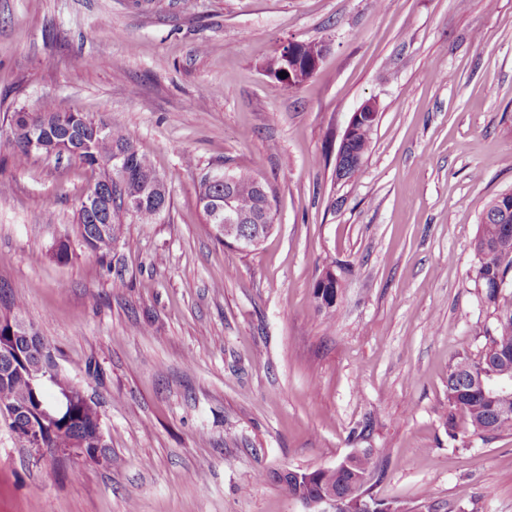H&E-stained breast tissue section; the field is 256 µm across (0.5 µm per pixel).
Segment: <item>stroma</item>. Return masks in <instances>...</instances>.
<instances>
[{"label": "stroma", "mask_w": 512, "mask_h": 512, "mask_svg": "<svg viewBox=\"0 0 512 512\" xmlns=\"http://www.w3.org/2000/svg\"><path fill=\"white\" fill-rule=\"evenodd\" d=\"M290 41L326 47L296 89L265 71ZM46 97L121 129L167 184L107 256L78 224L96 171L13 163L11 118ZM369 100L363 166L337 179ZM221 163L269 191L256 250L197 203ZM0 182V317L94 397L111 456L36 460L0 415V512H305L274 473L359 448L413 512H512V431L446 424L449 364L496 325L473 244L512 191V0H0ZM378 107L375 102L367 101L353 113L344 131L341 144H346L359 127L371 124L374 130L378 120ZM329 270L323 272L314 285L313 295L319 308L332 309L336 303L338 287L333 282L324 283V276Z\"/></svg>", "instance_id": "stroma-1"}]
</instances>
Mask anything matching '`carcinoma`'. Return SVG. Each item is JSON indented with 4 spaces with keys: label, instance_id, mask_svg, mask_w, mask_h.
Wrapping results in <instances>:
<instances>
[{
    "label": "carcinoma",
    "instance_id": "carcinoma-1",
    "mask_svg": "<svg viewBox=\"0 0 512 512\" xmlns=\"http://www.w3.org/2000/svg\"><path fill=\"white\" fill-rule=\"evenodd\" d=\"M314 44L308 43L298 50L299 67L277 82L288 89L301 86L316 71L311 59ZM13 134L16 150L13 157L20 166L31 157L32 141L44 143L47 150L59 158L66 154L92 168H107L112 157L118 153L126 158L127 176L116 182L112 174L103 173L85 193L99 197L102 209H89L85 202H79L78 221L81 236L87 249L102 256L107 254L112 239L118 231V215L125 212L140 224H153L162 210L168 206V197L161 195L149 183L148 177L156 174L147 154L140 151L133 141L119 129H107L84 116L71 112H58L52 102H42L36 112H16L12 116ZM372 133L362 130L345 146L349 154L366 155ZM212 170L206 169L199 174L197 183V201L207 223L212 225L215 238L224 241V232L210 219L216 206H231L234 210L247 216H257L270 211L269 195L265 186L253 175L239 171L235 173L236 181L230 198H224V185L211 179ZM134 198L138 205L130 209L125 200ZM505 201L496 196L483 208L474 251L477 257L476 282L485 285L496 279L512 276V243L502 236V225L512 221V212ZM338 287L333 282H324L319 278L313 290L318 307L332 309L336 303ZM487 300L495 304L497 326L489 338V343L482 355L476 359L462 358L448 366V427L455 429L454 412H462L467 424L482 433L494 434L512 430V422L499 424L492 417L488 401L481 390L475 387V380L491 373H512V301L499 303L498 297L490 295ZM13 360L0 358V398L11 397L26 403V411L11 419L12 428L26 426L38 421V409L49 407L53 400L45 390L32 388L30 378L18 370L8 371L11 362L23 366L17 354ZM54 387L57 397L72 395L57 414L53 427L40 430L38 444L48 452L56 448H85V461L99 463L100 458L93 451L92 440L97 435L100 417L97 404L84 400L79 389L66 377L55 378ZM372 454L370 448H363L352 457L346 465L312 471L309 478L298 477L302 470L297 469L286 476L276 475L290 494L301 493L305 498L316 499L327 492L339 496L348 494L362 473L372 474Z\"/></svg>",
    "mask_w": 512,
    "mask_h": 512
}]
</instances>
